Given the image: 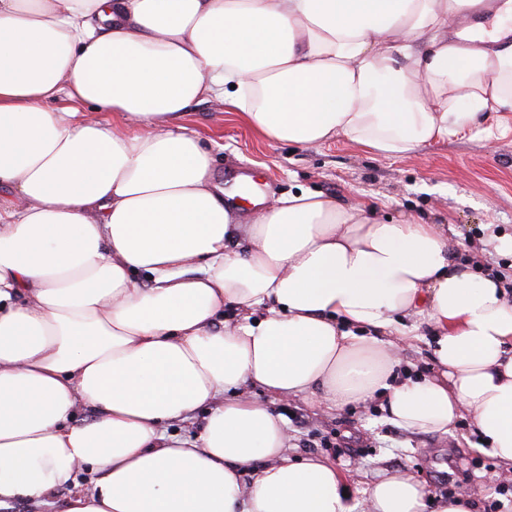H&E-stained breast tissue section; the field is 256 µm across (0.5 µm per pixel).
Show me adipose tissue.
Returning a JSON list of instances; mask_svg holds the SVG:
<instances>
[{"label": "adipose tissue", "mask_w": 512, "mask_h": 512, "mask_svg": "<svg viewBox=\"0 0 512 512\" xmlns=\"http://www.w3.org/2000/svg\"><path fill=\"white\" fill-rule=\"evenodd\" d=\"M483 7L0 0V505L67 485L63 512H355L335 464L289 456L256 386L329 411L376 400L413 434L467 418L512 467L502 284L458 270L437 225L333 196L241 218L181 123L215 99L269 141L411 154L512 112V0L460 31ZM408 317L431 376L400 369ZM365 504L473 509L398 470Z\"/></svg>", "instance_id": "ef3b65f1"}]
</instances>
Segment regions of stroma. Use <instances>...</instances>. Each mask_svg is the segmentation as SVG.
I'll list each match as a JSON object with an SVG mask.
<instances>
[{
	"mask_svg": "<svg viewBox=\"0 0 512 512\" xmlns=\"http://www.w3.org/2000/svg\"><path fill=\"white\" fill-rule=\"evenodd\" d=\"M183 123L211 152L218 179L244 175L266 196L308 190L372 208L382 219L436 224L461 268L512 274V255L486 242L491 233L512 236V112L483 114L468 131L399 158L341 138L307 148L271 142L215 100L191 106ZM251 394L285 419L291 454H322L348 476L355 502L385 471L400 469L429 495L462 491L477 512H494L501 501L512 512V470L476 451L479 437L468 421L446 436L417 435L386 421L376 400L329 412L257 387Z\"/></svg>",
	"mask_w": 512,
	"mask_h": 512,
	"instance_id": "stroma-1",
	"label": "stroma"
}]
</instances>
